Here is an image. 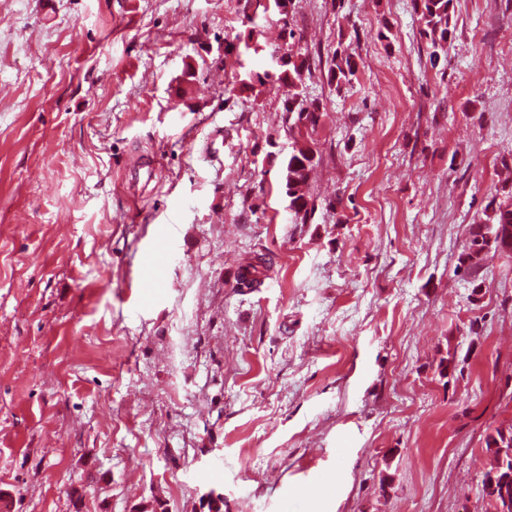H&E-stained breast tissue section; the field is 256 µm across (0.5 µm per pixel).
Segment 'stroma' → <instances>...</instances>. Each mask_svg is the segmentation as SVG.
Here are the masks:
<instances>
[{
    "instance_id": "1",
    "label": "stroma",
    "mask_w": 512,
    "mask_h": 512,
    "mask_svg": "<svg viewBox=\"0 0 512 512\" xmlns=\"http://www.w3.org/2000/svg\"><path fill=\"white\" fill-rule=\"evenodd\" d=\"M455 17L434 62L413 0H294V40L259 14L265 51L236 56L238 0H0V512H493L512 254L477 301L455 267L512 189V0ZM282 45L324 108L307 224L287 88L236 83ZM314 470L332 492L294 498ZM326 66L327 83L334 86L338 92L343 86L351 83L357 71V62L353 54L348 52V48L341 42L332 51L331 56L328 55Z\"/></svg>"
}]
</instances>
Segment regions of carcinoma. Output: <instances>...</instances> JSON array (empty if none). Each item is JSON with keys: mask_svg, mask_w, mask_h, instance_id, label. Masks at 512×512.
I'll return each instance as SVG.
<instances>
[{"mask_svg": "<svg viewBox=\"0 0 512 512\" xmlns=\"http://www.w3.org/2000/svg\"><path fill=\"white\" fill-rule=\"evenodd\" d=\"M241 13L248 21H253L250 8L257 5L268 12L273 8L283 21L282 30L288 31V37L294 38V32L288 29V16L292 0H239ZM419 12L422 28L420 34L427 40L430 58L447 51L452 40L455 23V0H414ZM327 83L336 91L351 83L356 75L357 62L352 53L343 44H338L328 57ZM311 72L306 59L288 54L282 64L273 71L250 72L248 78L241 80V87L254 88L269 84H286L289 88L288 99L284 103L285 124L288 133L294 135L292 152L281 168V180L285 194L289 198L292 211L290 222L307 224L315 211L314 201L308 193V181L315 166L316 151L312 140L313 133L319 127L323 112L320 105L309 102L304 92L305 74ZM485 218L480 224L471 225L465 239L463 251L459 256V267L474 277L480 267L483 256L490 252L505 253L501 231L507 225L512 226V191L501 198H493L484 209ZM266 260L258 258L238 276L241 288H258L261 277L266 271ZM485 451L490 458V467L480 479L482 496L490 502L494 512H512V505L494 496L487 483L504 470L512 471V424H503L493 428L485 436Z\"/></svg>", "mask_w": 512, "mask_h": 512, "instance_id": "cac0c4a2", "label": "carcinoma"}]
</instances>
